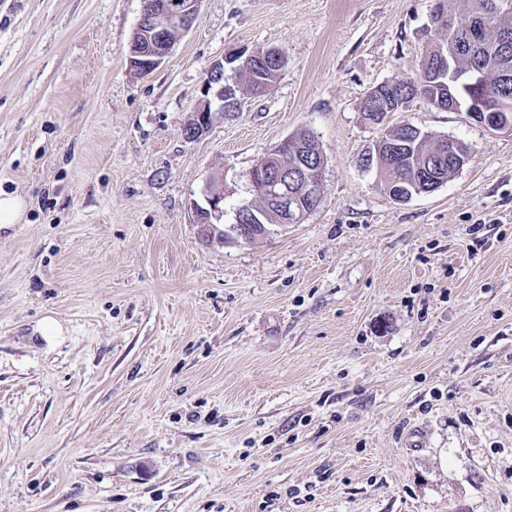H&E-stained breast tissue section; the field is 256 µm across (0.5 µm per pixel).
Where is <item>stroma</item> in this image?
Here are the masks:
<instances>
[{"mask_svg": "<svg viewBox=\"0 0 512 512\" xmlns=\"http://www.w3.org/2000/svg\"><path fill=\"white\" fill-rule=\"evenodd\" d=\"M434 4L202 0L142 76V0H0V192L27 202L0 228V512H512V131L416 98L388 124L471 162L404 203L361 165L362 103L417 78ZM267 46L271 89L187 139L209 65ZM302 129L318 207L207 241L211 175L231 224Z\"/></svg>", "mask_w": 512, "mask_h": 512, "instance_id": "obj_1", "label": "stroma"}]
</instances>
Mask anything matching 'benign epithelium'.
I'll list each match as a JSON object with an SVG mask.
<instances>
[{
  "instance_id": "benign-epithelium-1",
  "label": "benign epithelium",
  "mask_w": 512,
  "mask_h": 512,
  "mask_svg": "<svg viewBox=\"0 0 512 512\" xmlns=\"http://www.w3.org/2000/svg\"><path fill=\"white\" fill-rule=\"evenodd\" d=\"M201 0H142V10L135 28L136 36L131 38L128 54L131 65L143 75L156 70L171 53L176 40L172 33H185L199 15ZM470 40L459 46V50L468 51L481 42L482 23L478 19L467 22ZM259 57L278 67H286V53L278 47L259 50L233 49L213 62L208 70L202 97L196 103V124L189 133L195 139L204 135L212 125L215 115H224V100L238 101L242 97L240 85L224 83L226 71L239 72L248 60ZM440 66L448 71L454 82L467 88L474 96L462 102L469 118L491 130L512 129V99L498 95L493 101L486 102L475 92L484 82V70L470 69L456 72L454 60L445 57ZM325 158L305 153L293 166L282 164L274 170L263 166L250 169V181L279 184L281 189L267 196L269 205L280 215L282 225L302 216L299 208L300 198L315 201L321 195ZM224 175L217 173L210 178L202 191L204 203L194 204V223L200 225L207 240L219 243L250 242L270 233V225L264 223L265 210L244 200L236 209L235 223L220 226L218 220L224 217V192L215 191L214 184H223Z\"/></svg>"
}]
</instances>
